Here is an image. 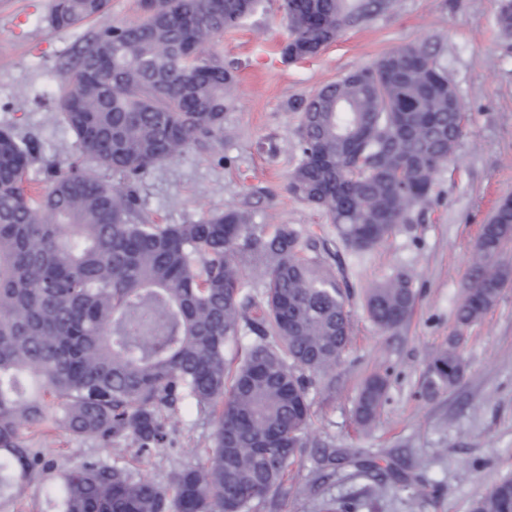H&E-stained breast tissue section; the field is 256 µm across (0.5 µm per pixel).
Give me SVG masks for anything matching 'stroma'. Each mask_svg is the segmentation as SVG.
Masks as SVG:
<instances>
[{
	"label": "stroma",
	"instance_id": "35a3bbf8",
	"mask_svg": "<svg viewBox=\"0 0 512 512\" xmlns=\"http://www.w3.org/2000/svg\"><path fill=\"white\" fill-rule=\"evenodd\" d=\"M52 6L53 0H0V128L38 140L31 167L37 181L46 164L74 152L75 137L54 105L59 75L88 32L140 17L137 0H110L102 17L56 29ZM498 7L499 0H396L318 55L291 60L282 53L287 31L279 0H261L213 47L235 74L223 143L186 151L137 187L142 208L160 224L240 209L269 228L315 231L348 285L351 341L343 361L315 378L311 434L331 449L363 448L400 460L411 481L375 490L352 468L318 470V451L309 448L291 466L290 492L274 512H321L322 502L339 499L355 501L357 512H470L482 492L512 474V285L477 323L456 321L482 228L512 196V34L499 27ZM433 35L444 43L448 78L464 104L465 134L434 179L426 217L399 225L373 250H352L321 209L288 192L300 159V105L348 71ZM398 271L412 275L417 299L409 320L384 333L368 316L366 295ZM451 344L467 364L464 378L423 397L430 354ZM374 372L388 378L387 400L364 430L354 407L363 379ZM212 432L195 409L182 407L166 446L144 460L143 470L165 482L176 470L203 466Z\"/></svg>",
	"mask_w": 512,
	"mask_h": 512
}]
</instances>
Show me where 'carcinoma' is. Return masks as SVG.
I'll list each match as a JSON object with an SVG mask.
<instances>
[{
  "mask_svg": "<svg viewBox=\"0 0 512 512\" xmlns=\"http://www.w3.org/2000/svg\"><path fill=\"white\" fill-rule=\"evenodd\" d=\"M139 0L141 17L100 29L59 80L55 105L75 136L64 168L31 187L39 150L0 129V512L32 486L54 512H258L288 496V467L317 445L309 432L312 376L341 361L350 320L343 285L312 243L288 225L272 232L236 209L190 224H158L136 185L185 151L224 141L232 68L206 51L251 14L257 0ZM109 0H55L67 29L104 15ZM394 0H281L282 52L317 54ZM497 20L512 32V0ZM442 48L426 38L384 54L301 104L295 198L325 210L343 243L368 251L400 224L422 219L437 171L463 137L462 100ZM119 176L108 182L98 169ZM512 241V197L496 207L476 245L456 311L470 326L512 282L502 261ZM264 289L247 291L245 272ZM416 302L410 275L371 288L366 308L383 332ZM248 344L229 358L241 333ZM457 348L434 353L424 391L458 384ZM386 377L361 384L359 426L384 407ZM213 423L208 464L161 483L131 461L164 446L181 407ZM62 429L95 438L112 460L67 467L40 448ZM379 487L403 481L397 461L355 458ZM512 512V477L472 505Z\"/></svg>",
  "mask_w": 512,
  "mask_h": 512,
  "instance_id": "carcinoma-1",
  "label": "carcinoma"
}]
</instances>
